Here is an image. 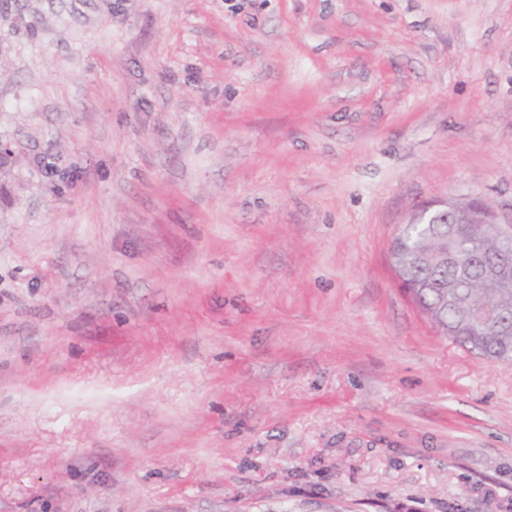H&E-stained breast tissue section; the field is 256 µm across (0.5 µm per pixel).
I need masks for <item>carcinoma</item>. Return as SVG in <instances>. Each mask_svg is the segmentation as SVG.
I'll return each mask as SVG.
<instances>
[{"label":"carcinoma","mask_w":512,"mask_h":512,"mask_svg":"<svg viewBox=\"0 0 512 512\" xmlns=\"http://www.w3.org/2000/svg\"><path fill=\"white\" fill-rule=\"evenodd\" d=\"M458 223L403 225L391 244L393 271L403 291L449 338L480 359L512 363V281L483 275L472 255L503 257L512 263V232L485 221L489 206L480 199L459 201ZM505 313L508 323L473 329L470 316L483 304Z\"/></svg>","instance_id":"cac0c4a2"}]
</instances>
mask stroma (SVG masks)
I'll return each instance as SVG.
<instances>
[{
  "instance_id": "obj_1",
  "label": "stroma",
  "mask_w": 512,
  "mask_h": 512,
  "mask_svg": "<svg viewBox=\"0 0 512 512\" xmlns=\"http://www.w3.org/2000/svg\"><path fill=\"white\" fill-rule=\"evenodd\" d=\"M0 140V512H505L390 246L512 218V0H0Z\"/></svg>"
}]
</instances>
